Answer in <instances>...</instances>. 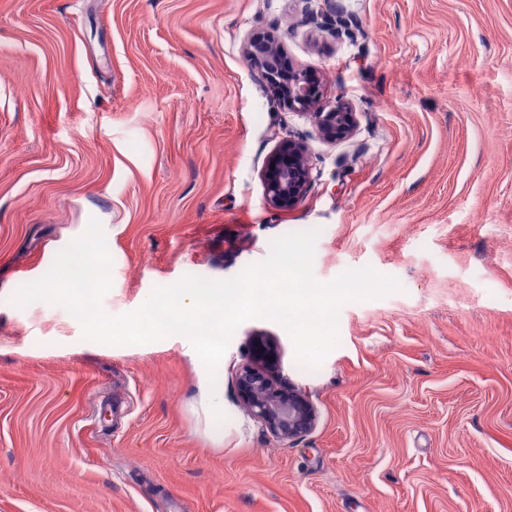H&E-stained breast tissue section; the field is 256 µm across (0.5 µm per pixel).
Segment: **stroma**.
Masks as SVG:
<instances>
[{
	"label": "stroma",
	"mask_w": 512,
	"mask_h": 512,
	"mask_svg": "<svg viewBox=\"0 0 512 512\" xmlns=\"http://www.w3.org/2000/svg\"><path fill=\"white\" fill-rule=\"evenodd\" d=\"M0 0V512H512V0ZM257 28L354 135L327 144L243 55ZM303 138L289 211L261 182ZM112 315L184 276L229 279L272 239L320 229L313 274L371 265L401 291L346 304L301 369L279 323L224 355L222 426L179 338L112 348L15 291L90 219ZM317 421L274 438L236 384L256 342ZM271 164H274V169H271ZM310 172L307 145L291 137L282 140L261 172L268 204L284 211L295 206L307 192Z\"/></svg>",
	"instance_id": "35a3bbf8"
}]
</instances>
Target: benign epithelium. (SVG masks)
<instances>
[{"mask_svg":"<svg viewBox=\"0 0 512 512\" xmlns=\"http://www.w3.org/2000/svg\"><path fill=\"white\" fill-rule=\"evenodd\" d=\"M319 15L333 34L347 29L346 21L336 15L329 0ZM244 54L249 65L265 75L282 107L312 118L319 139L335 143L353 135L358 126L357 112L340 99L332 104L323 102L320 71L287 61L284 44L273 34L263 29L252 32L244 44ZM310 172L307 145L291 137L282 140L261 172L268 204L284 211L295 206L307 192ZM238 386L246 409L274 437L292 441L314 429V406L299 390L279 385L266 367L256 363L243 366Z\"/></svg>","mask_w":512,"mask_h":512,"instance_id":"7a95c632","label":"benign epithelium"}]
</instances>
